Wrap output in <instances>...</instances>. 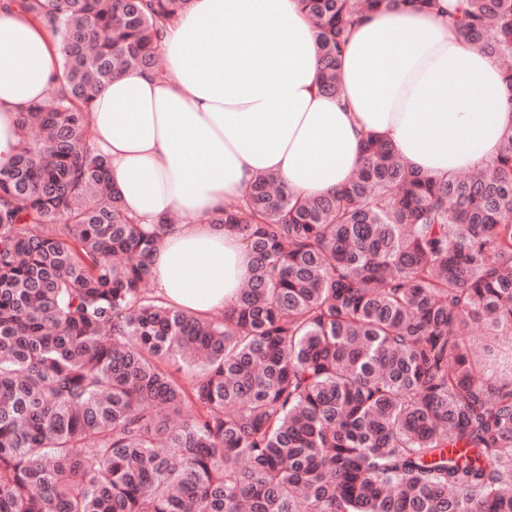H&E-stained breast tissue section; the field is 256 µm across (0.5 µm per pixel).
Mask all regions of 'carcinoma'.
<instances>
[{"instance_id":"carcinoma-1","label":"carcinoma","mask_w":512,"mask_h":512,"mask_svg":"<svg viewBox=\"0 0 512 512\" xmlns=\"http://www.w3.org/2000/svg\"><path fill=\"white\" fill-rule=\"evenodd\" d=\"M23 2L63 49L0 169V512H512V127L465 175L368 136L335 191L257 177L209 219L250 279L200 318L148 291L173 217L127 214L87 121L113 76L163 73L190 0ZM299 2L333 96L359 17L441 9ZM447 14L512 110V0Z\"/></svg>"}]
</instances>
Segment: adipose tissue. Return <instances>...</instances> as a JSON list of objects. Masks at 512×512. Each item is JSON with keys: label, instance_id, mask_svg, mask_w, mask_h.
<instances>
[{"label": "adipose tissue", "instance_id": "adipose-tissue-1", "mask_svg": "<svg viewBox=\"0 0 512 512\" xmlns=\"http://www.w3.org/2000/svg\"><path fill=\"white\" fill-rule=\"evenodd\" d=\"M165 74L131 69L97 95L90 142L125 210L174 216L152 265L165 305L206 317L251 275L247 242L208 219L255 178L277 175L306 198L343 186L369 135L436 177L478 168L512 124L498 62L430 11L381 10L352 28L342 90L320 91L318 47L297 0H191L168 26ZM60 45L22 7L0 0V168L18 147L20 112L59 72Z\"/></svg>", "mask_w": 512, "mask_h": 512}]
</instances>
